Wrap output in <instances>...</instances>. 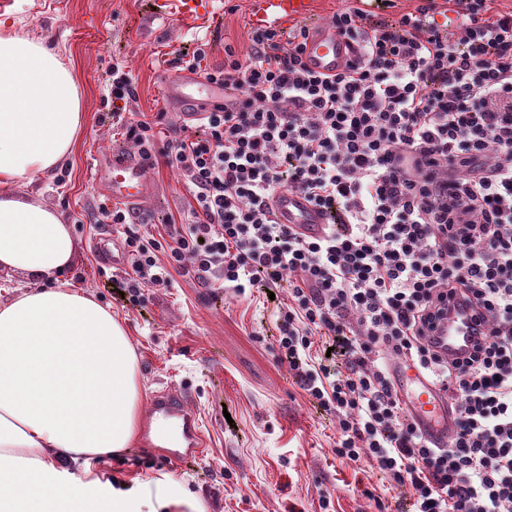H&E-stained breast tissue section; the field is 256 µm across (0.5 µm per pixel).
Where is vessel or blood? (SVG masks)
Here are the masks:
<instances>
[{"label":"vessel or blood","instance_id":"1","mask_svg":"<svg viewBox=\"0 0 512 512\" xmlns=\"http://www.w3.org/2000/svg\"><path fill=\"white\" fill-rule=\"evenodd\" d=\"M315 0H252L250 21L263 30H285L296 23L310 21ZM346 42L329 25L312 26L305 57L314 71L332 74L350 57ZM170 108L184 118L224 105L230 92L193 73H175L166 80ZM151 184L144 162L131 155H116L108 175L98 191L112 202L135 210L150 194ZM274 219L292 226L300 233L315 236L325 228L323 213L301 194H278L272 204ZM476 316L463 302L450 301L448 313L435 326L434 339L441 351L457 357L471 350L475 343ZM400 402L406 413L439 442H447L453 425L448 406L438 388L412 367L402 364L394 376ZM148 430L157 448L184 447V456L199 459L205 445L203 431L195 414L187 406V396L174 389L156 392L149 402Z\"/></svg>","mask_w":512,"mask_h":512}]
</instances>
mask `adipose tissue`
I'll list each match as a JSON object with an SVG mask.
<instances>
[{"instance_id":"adipose-tissue-1","label":"adipose tissue","mask_w":512,"mask_h":512,"mask_svg":"<svg viewBox=\"0 0 512 512\" xmlns=\"http://www.w3.org/2000/svg\"><path fill=\"white\" fill-rule=\"evenodd\" d=\"M82 125V91L58 49L0 21V270L24 279L0 303V512H203L164 479L103 485L74 472L130 448L141 414L126 329L64 278L69 224L17 190L51 175Z\"/></svg>"}]
</instances>
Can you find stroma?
<instances>
[{"mask_svg":"<svg viewBox=\"0 0 512 512\" xmlns=\"http://www.w3.org/2000/svg\"><path fill=\"white\" fill-rule=\"evenodd\" d=\"M157 0H0V19L15 21L23 34L47 40L71 61L84 94V126L76 150L52 176L31 187L71 223L77 248L69 271L74 283L112 309L128 330L138 358L143 398L173 388L190 397L207 446L192 465L165 457L138 440L118 457L91 461V477L169 478L194 494L204 512H320L322 493L336 512H376L363 494L381 488L362 464L342 462L331 451L335 430L316 412L275 349L274 325L263 293L240 299L207 293L192 279L175 288H153L141 306L130 307L113 292L121 269L106 264L101 250L121 254L109 226L86 223L103 200L97 185L112 157L134 147L112 130L107 81L113 60H122L136 81V119L163 117L182 125L164 94L172 59L197 39L212 41L208 64L224 63L225 46L246 54L250 0H209L190 17L156 10ZM153 197L136 213L135 228L154 232L186 206L175 170L150 172Z\"/></svg>","mask_w":512,"mask_h":512,"instance_id":"stroma-1","label":"stroma"}]
</instances>
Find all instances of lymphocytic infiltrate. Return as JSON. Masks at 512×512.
Segmentation results:
<instances>
[{"label": "lymphocytic infiltrate", "mask_w": 512, "mask_h": 512, "mask_svg": "<svg viewBox=\"0 0 512 512\" xmlns=\"http://www.w3.org/2000/svg\"><path fill=\"white\" fill-rule=\"evenodd\" d=\"M456 2L453 30L437 0L389 25L338 10L330 23L355 55L332 75L305 62L304 26L251 30L249 53L225 46L213 68L198 41L174 67L238 96L162 143L127 117L136 83L113 62V123L147 167L177 172L187 209L161 240L117 206L88 220L121 229L131 305L178 276L237 297L287 288L276 349L333 418L338 459L385 475L412 512H512V11ZM284 191L328 214L322 236L275 222ZM458 292L481 311L483 343L451 360L425 329ZM393 360L446 391V445L405 415Z\"/></svg>", "instance_id": "lymphocytic-infiltrate-1"}]
</instances>
